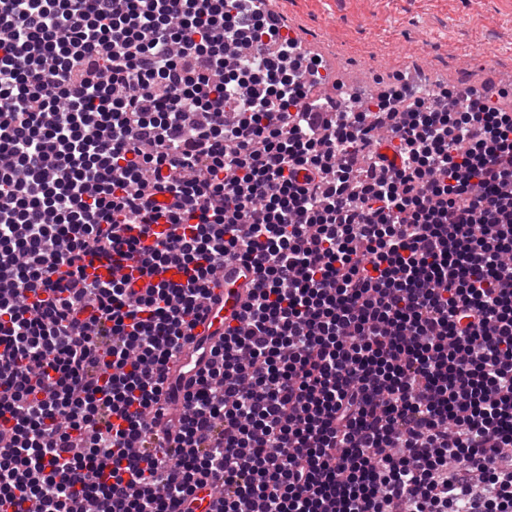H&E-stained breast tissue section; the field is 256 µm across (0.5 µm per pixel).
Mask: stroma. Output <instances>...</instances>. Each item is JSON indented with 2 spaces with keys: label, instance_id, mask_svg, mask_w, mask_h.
Instances as JSON below:
<instances>
[{
  "label": "stroma",
  "instance_id": "obj_1",
  "mask_svg": "<svg viewBox=\"0 0 512 512\" xmlns=\"http://www.w3.org/2000/svg\"><path fill=\"white\" fill-rule=\"evenodd\" d=\"M276 7L337 72L363 70L370 87L405 65L448 85L512 71V10L503 0H277Z\"/></svg>",
  "mask_w": 512,
  "mask_h": 512
}]
</instances>
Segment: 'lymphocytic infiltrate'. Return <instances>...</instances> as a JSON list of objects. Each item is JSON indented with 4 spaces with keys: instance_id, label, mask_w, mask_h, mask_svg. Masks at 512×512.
Wrapping results in <instances>:
<instances>
[{
    "instance_id": "1",
    "label": "lymphocytic infiltrate",
    "mask_w": 512,
    "mask_h": 512,
    "mask_svg": "<svg viewBox=\"0 0 512 512\" xmlns=\"http://www.w3.org/2000/svg\"><path fill=\"white\" fill-rule=\"evenodd\" d=\"M320 80L247 0H0V512H512V111ZM255 274L250 266L241 263H224V279L220 286L213 288L209 299L204 302L205 312L197 320L193 333L194 341L187 353L182 356L179 368L182 367L183 384L188 381L208 359L207 352L213 343L219 342L224 334L225 326L239 324V316L248 301L250 289L253 287ZM205 338L199 347L198 341Z\"/></svg>"
}]
</instances>
